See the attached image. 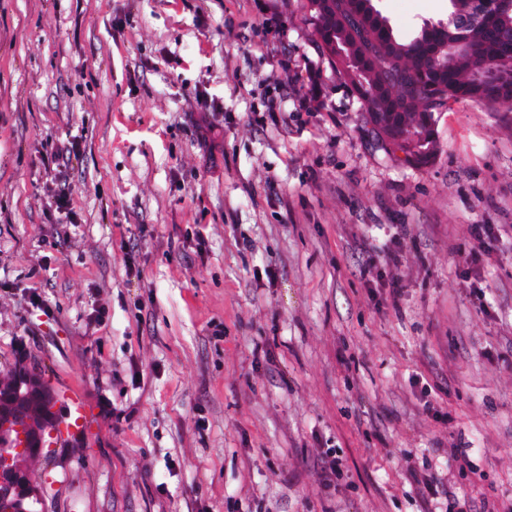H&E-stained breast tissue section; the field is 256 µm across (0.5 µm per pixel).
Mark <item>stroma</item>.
<instances>
[{
    "label": "stroma",
    "instance_id": "1",
    "mask_svg": "<svg viewBox=\"0 0 512 512\" xmlns=\"http://www.w3.org/2000/svg\"><path fill=\"white\" fill-rule=\"evenodd\" d=\"M435 137L373 145L308 0H0V378L93 412L43 512H512V112Z\"/></svg>",
    "mask_w": 512,
    "mask_h": 512
}]
</instances>
